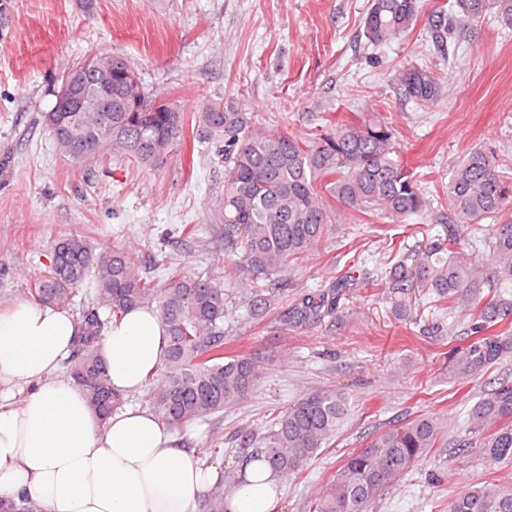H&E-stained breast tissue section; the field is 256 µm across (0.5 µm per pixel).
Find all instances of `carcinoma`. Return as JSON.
<instances>
[{
	"mask_svg": "<svg viewBox=\"0 0 512 512\" xmlns=\"http://www.w3.org/2000/svg\"><path fill=\"white\" fill-rule=\"evenodd\" d=\"M494 10L512 25V0H451L434 27L464 29ZM420 0H370L363 36L371 44L407 32ZM405 97L432 103L437 88L418 71L407 73ZM78 111L61 112L70 94ZM41 113L57 151L74 162L105 155L132 156L158 166L184 137L183 110L147 100L134 68L122 57L96 54L75 62ZM198 138L224 163V194L210 223L222 226L224 267L268 288L243 291L249 316H275L280 329L330 327L343 317L340 302L354 288L374 289L404 324L448 319V335L466 324L469 339L451 350L448 371L464 383L512 357V166L494 149L476 146L450 169L448 207L460 229L424 249L397 250L392 264L373 280L330 278L319 288L279 304L281 285L294 265L316 252L332 225L345 215L363 224L418 213L426 199L421 178L401 160L391 122L370 110L360 117L328 120L318 133L275 132L232 102L205 99L194 113ZM493 223L488 224L486 220ZM485 243L481 259L465 257L468 237ZM166 281L143 273V257L120 246H100L69 234L56 242L51 260L31 288L32 299L57 310L74 305L85 281L93 297L82 302L69 375L104 422L124 402L105 374L98 353L102 331L135 308L155 309L169 341L161 368L148 378V402L163 424L187 428L242 402L269 361L252 354L224 355V320L236 309L219 273L189 276L169 264ZM351 409L340 388H321L278 412L264 434L240 429L232 449L236 462L263 454L278 475L302 476L327 448ZM440 418L419 416L394 425L346 458L326 483L302 502V512H367L382 494L422 462L445 434ZM460 448H479L494 464L512 462V383L481 392L468 414ZM235 487L231 470L200 495V512H229ZM0 512H41L28 496L0 497ZM443 512H512V484L486 480L448 497Z\"/></svg>",
	"mask_w": 512,
	"mask_h": 512,
	"instance_id": "carcinoma-1",
	"label": "carcinoma"
}]
</instances>
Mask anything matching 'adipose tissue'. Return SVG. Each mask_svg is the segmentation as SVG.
<instances>
[{"label": "adipose tissue", "instance_id": "1", "mask_svg": "<svg viewBox=\"0 0 512 512\" xmlns=\"http://www.w3.org/2000/svg\"><path fill=\"white\" fill-rule=\"evenodd\" d=\"M70 312L21 299L0 311V387L34 389L0 405V496H30L44 512H198L213 482L198 455L177 447L171 429L148 410L128 407L106 423L83 390L59 371L74 347ZM165 328L138 308L109 325L100 340L106 378L129 394L162 364ZM230 512H271L284 480L258 459L240 465Z\"/></svg>", "mask_w": 512, "mask_h": 512}]
</instances>
